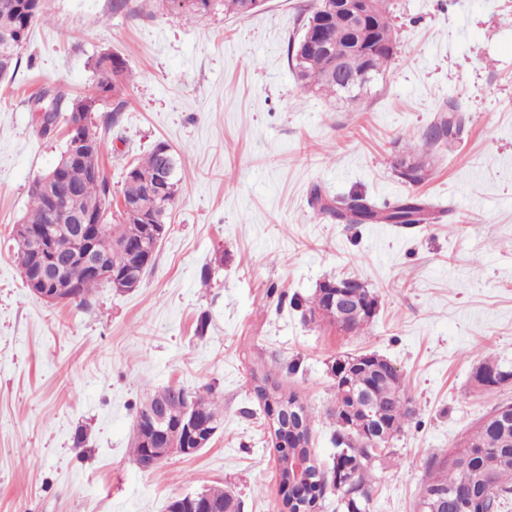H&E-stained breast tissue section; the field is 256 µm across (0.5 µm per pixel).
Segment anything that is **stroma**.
<instances>
[{"label":"stroma","mask_w":512,"mask_h":512,"mask_svg":"<svg viewBox=\"0 0 512 512\" xmlns=\"http://www.w3.org/2000/svg\"><path fill=\"white\" fill-rule=\"evenodd\" d=\"M307 2L266 0L244 18L219 2L201 18L168 0H134L130 14L112 0H49L32 27L0 83V512H167L210 487L232 489L241 512H283L253 374L303 399L327 465L329 366L366 350L395 365L417 409L374 472L370 512H416L432 459L512 404V383L472 379L486 360L512 365V0H388L396 56L356 105L304 90L290 69ZM107 50L133 74L119 123L92 116L113 208L127 167L159 141L177 153L181 190L138 288L51 305L8 250L32 183L66 142L37 136L28 99L90 92ZM451 99L467 117L461 140L423 149L428 178L404 182L396 157ZM316 189L380 207L418 195L435 218L344 224L312 206ZM332 277L379 296L361 333L293 306ZM169 385L213 387L221 429L195 457L144 469L131 453L136 414Z\"/></svg>","instance_id":"1"}]
</instances>
